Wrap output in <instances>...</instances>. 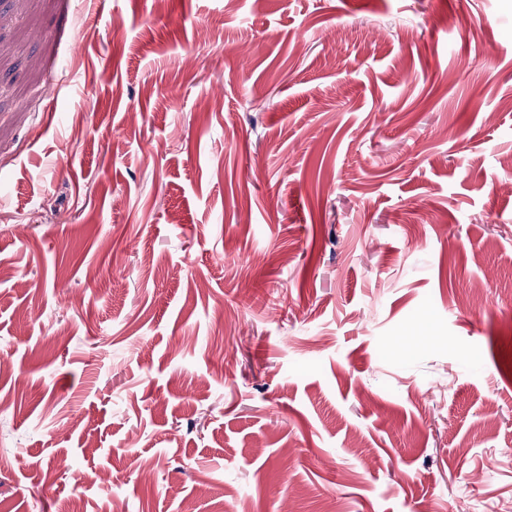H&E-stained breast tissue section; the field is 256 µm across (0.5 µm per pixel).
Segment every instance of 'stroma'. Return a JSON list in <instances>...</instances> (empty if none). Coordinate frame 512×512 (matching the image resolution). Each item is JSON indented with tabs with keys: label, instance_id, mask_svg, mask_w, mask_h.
<instances>
[{
	"label": "stroma",
	"instance_id": "obj_1",
	"mask_svg": "<svg viewBox=\"0 0 512 512\" xmlns=\"http://www.w3.org/2000/svg\"><path fill=\"white\" fill-rule=\"evenodd\" d=\"M1 396L0 512H512V0H0Z\"/></svg>",
	"mask_w": 512,
	"mask_h": 512
}]
</instances>
